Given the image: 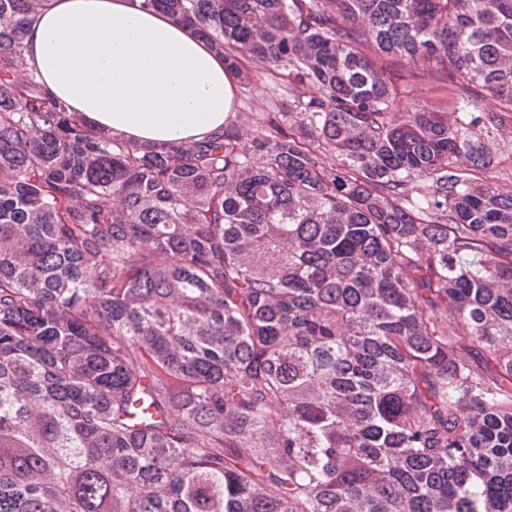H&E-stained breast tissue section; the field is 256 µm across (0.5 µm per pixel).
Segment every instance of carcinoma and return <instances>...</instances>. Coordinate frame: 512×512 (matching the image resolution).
Wrapping results in <instances>:
<instances>
[{
  "label": "carcinoma",
  "mask_w": 512,
  "mask_h": 512,
  "mask_svg": "<svg viewBox=\"0 0 512 512\" xmlns=\"http://www.w3.org/2000/svg\"><path fill=\"white\" fill-rule=\"evenodd\" d=\"M44 2L0 0V512H512V0H142L297 109L164 145L52 97ZM405 99L408 101V107L427 106L436 111L451 112L448 108V91L438 83L428 81L418 83Z\"/></svg>",
  "instance_id": "1"
}]
</instances>
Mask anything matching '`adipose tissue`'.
<instances>
[{
  "mask_svg": "<svg viewBox=\"0 0 512 512\" xmlns=\"http://www.w3.org/2000/svg\"><path fill=\"white\" fill-rule=\"evenodd\" d=\"M24 53L71 111L139 143L203 139L234 110L237 76L223 57L141 0H48Z\"/></svg>",
  "mask_w": 512,
  "mask_h": 512,
  "instance_id": "ef3b65f1",
  "label": "adipose tissue"
}]
</instances>
